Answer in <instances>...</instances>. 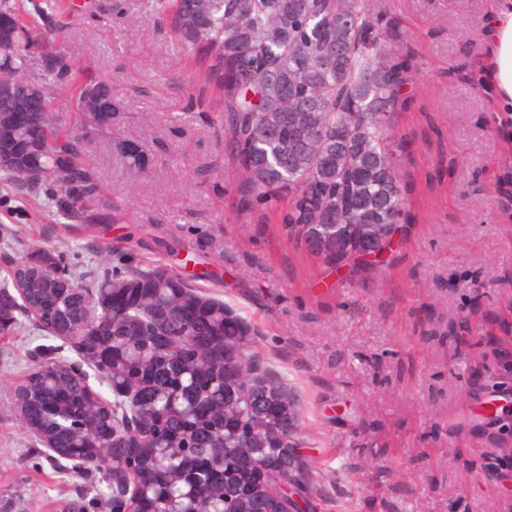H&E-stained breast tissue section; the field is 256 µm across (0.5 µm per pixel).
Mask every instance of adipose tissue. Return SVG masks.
Wrapping results in <instances>:
<instances>
[{
  "label": "adipose tissue",
  "instance_id": "adipose-tissue-1",
  "mask_svg": "<svg viewBox=\"0 0 512 512\" xmlns=\"http://www.w3.org/2000/svg\"><path fill=\"white\" fill-rule=\"evenodd\" d=\"M490 86L497 101L512 111V0H500L487 32Z\"/></svg>",
  "mask_w": 512,
  "mask_h": 512
}]
</instances>
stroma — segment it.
I'll list each match as a JSON object with an SVG mask.
<instances>
[{
    "mask_svg": "<svg viewBox=\"0 0 512 512\" xmlns=\"http://www.w3.org/2000/svg\"><path fill=\"white\" fill-rule=\"evenodd\" d=\"M70 62L120 104L89 127L73 90L56 125L89 132L112 219L70 224L0 177V284L55 246L94 274L160 264L247 327L261 374L298 403L302 512H512L500 477L512 399V114L483 79L497 0H368L403 32L409 85L395 112L404 224L381 263L339 266L287 236V204L245 209L224 157V107L155 0H55ZM81 366L28 317L0 334V512H110L93 474L51 460L12 391L38 365Z\"/></svg>",
    "mask_w": 512,
    "mask_h": 512,
    "instance_id": "1",
    "label": "stroma"
}]
</instances>
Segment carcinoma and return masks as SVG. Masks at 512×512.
<instances>
[{
	"label": "carcinoma",
	"instance_id": "cac0c4a2",
	"mask_svg": "<svg viewBox=\"0 0 512 512\" xmlns=\"http://www.w3.org/2000/svg\"><path fill=\"white\" fill-rule=\"evenodd\" d=\"M159 13L171 18L179 45L209 61L206 80L224 101V154L242 179V202L261 209L288 200L284 228L329 260L345 258L366 245L388 240L390 225L401 220L406 207L398 178L394 110L407 81L402 59V35L392 23L370 18L367 0H157ZM16 24L17 36L55 56L41 71L45 111L32 113L24 127L10 118L29 93L24 75L27 58L0 57V152L16 161L0 171L27 194H44L71 223H84L78 206L88 202L101 220L112 219V198L100 191L87 168L86 135H69L56 127L50 107L64 82L76 88L75 111L84 97L117 111L111 86L83 77L64 52L66 33L27 25L10 0H0V25ZM54 269L70 286L61 295L45 279ZM11 287L0 288V332L18 324L16 313L32 318L44 331H71L87 321L91 306L112 301V287L143 288L138 301L129 295L110 314L112 330L102 339L127 347L130 360L164 364L169 351L154 339L160 330L180 339L184 330L178 309L195 311L196 338L201 347L213 345L223 333L220 319L240 325L224 303L195 287L169 277L160 265L127 272L107 271L88 281L86 274L66 269L53 249L39 248L26 261L10 267ZM241 404L244 425L257 424L272 400L288 394L265 376ZM18 407L36 404L41 410L38 430L62 435L70 451L99 457L98 483L112 489V456L134 458L141 468L147 497L135 503L146 512L157 495H179L168 480L182 458H192L206 475L232 473L239 439H220L195 422L187 405H171L163 396L157 406L142 410L141 421L161 438L181 436L170 454L141 447L131 437L120 447L99 451L101 429L112 425L107 412L81 377L60 365L49 377L36 372L16 386ZM229 495L216 486L207 500L209 512L236 507L239 480ZM264 512H284V500L268 487L259 494Z\"/></svg>",
	"mask_w": 512,
	"mask_h": 512
}]
</instances>
